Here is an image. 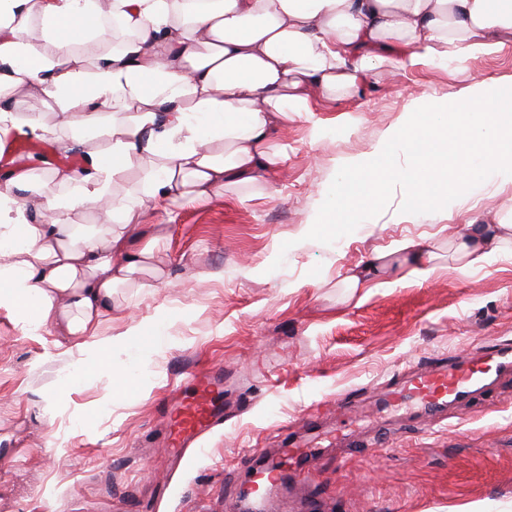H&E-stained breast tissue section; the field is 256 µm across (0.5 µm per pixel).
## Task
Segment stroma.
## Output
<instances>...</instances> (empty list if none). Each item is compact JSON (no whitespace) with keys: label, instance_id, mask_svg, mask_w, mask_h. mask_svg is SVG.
Instances as JSON below:
<instances>
[{"label":"stroma","instance_id":"1","mask_svg":"<svg viewBox=\"0 0 512 512\" xmlns=\"http://www.w3.org/2000/svg\"><path fill=\"white\" fill-rule=\"evenodd\" d=\"M468 77L512 85V43L470 58L462 74L438 59L377 74L355 96L314 102L309 118L276 130L287 158L268 192L241 187L175 209L146 204L145 226L162 228L154 244L162 276L121 289L106 330L117 336L149 319L154 352L142 358L146 343L136 338L117 348L114 366L128 385L120 398L110 396L111 374L85 373L61 330L25 331L0 308V512H234L258 463L294 446L313 450L318 471L267 490L263 512H306L311 501L321 512H512V373L430 426L422 411L378 404L400 370L450 364L482 343L512 344V251L478 268L448 256L469 220L493 224L512 211V184L490 177L446 210L400 220L396 193L332 244L298 239L342 165L407 106L457 97ZM23 140L14 132L0 144V176L32 170L19 196L36 214L44 166L74 171L83 161L43 144L20 156ZM409 238L430 242L434 271L341 288L347 270ZM211 366L224 370V423L176 464L163 445L169 382ZM339 396L347 412L332 406ZM351 418L379 447L336 444Z\"/></svg>","mask_w":512,"mask_h":512}]
</instances>
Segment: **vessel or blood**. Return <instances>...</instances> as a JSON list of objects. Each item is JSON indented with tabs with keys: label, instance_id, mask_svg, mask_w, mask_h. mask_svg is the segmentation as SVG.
I'll return each instance as SVG.
<instances>
[{
	"label": "vessel or blood",
	"instance_id": "1",
	"mask_svg": "<svg viewBox=\"0 0 512 512\" xmlns=\"http://www.w3.org/2000/svg\"><path fill=\"white\" fill-rule=\"evenodd\" d=\"M512 369V348L480 347L461 358L453 368H431L412 375L401 387L384 393L383 404L397 407L412 401L427 412L440 413L449 405L482 389L494 374ZM179 397L167 410L171 420L168 450L185 454L188 447L224 422V379L219 368L197 370L178 382ZM297 466L314 475L315 462L301 449L290 448L279 461L264 462L262 483L275 485L286 477L287 467Z\"/></svg>",
	"mask_w": 512,
	"mask_h": 512
}]
</instances>
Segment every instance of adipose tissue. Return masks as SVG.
Masks as SVG:
<instances>
[{"label":"adipose tissue","instance_id":"ef3b65f1","mask_svg":"<svg viewBox=\"0 0 512 512\" xmlns=\"http://www.w3.org/2000/svg\"><path fill=\"white\" fill-rule=\"evenodd\" d=\"M0 0V88L52 101L71 123L104 130L81 175L41 181L46 220L19 206L17 171L0 185V307L19 323L65 332L86 369L111 371L121 340L102 334L117 288L153 270L152 245L133 248L143 209L121 191L138 167L146 193L177 204L244 184L267 188L282 164L279 124L312 98L355 95L368 76L438 58L467 60L512 41V0ZM94 212L103 223L80 224ZM451 243L471 267L512 243V223L468 222ZM435 253L410 239L345 274L371 288L390 267L422 276Z\"/></svg>","mask_w":512,"mask_h":512}]
</instances>
